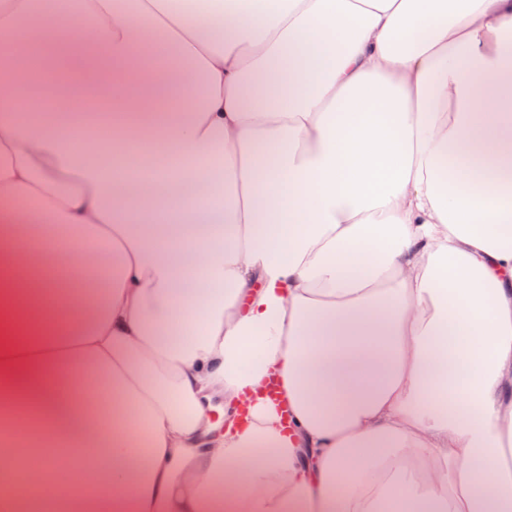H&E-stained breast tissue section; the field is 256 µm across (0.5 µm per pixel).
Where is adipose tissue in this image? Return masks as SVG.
<instances>
[{
  "label": "adipose tissue",
  "instance_id": "1",
  "mask_svg": "<svg viewBox=\"0 0 512 512\" xmlns=\"http://www.w3.org/2000/svg\"><path fill=\"white\" fill-rule=\"evenodd\" d=\"M243 2L0 84V512H512V0Z\"/></svg>",
  "mask_w": 512,
  "mask_h": 512
}]
</instances>
